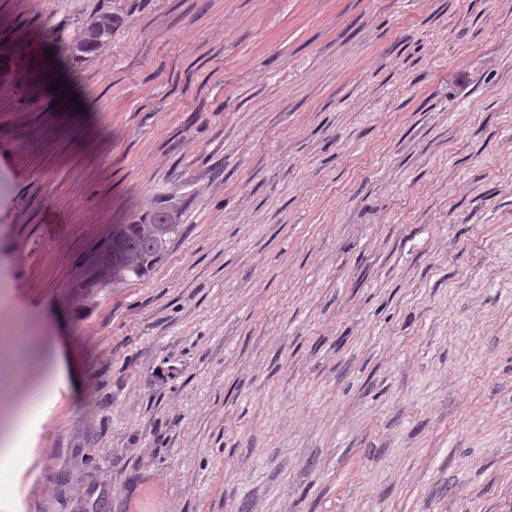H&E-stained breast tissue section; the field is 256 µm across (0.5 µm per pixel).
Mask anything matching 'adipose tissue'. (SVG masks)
I'll use <instances>...</instances> for the list:
<instances>
[{"mask_svg": "<svg viewBox=\"0 0 512 512\" xmlns=\"http://www.w3.org/2000/svg\"><path fill=\"white\" fill-rule=\"evenodd\" d=\"M64 381L62 369H55L38 387L19 402L4 442L0 443V465L10 464L16 458L19 446L34 429L36 418L57 399L58 388Z\"/></svg>", "mask_w": 512, "mask_h": 512, "instance_id": "obj_1", "label": "adipose tissue"}]
</instances>
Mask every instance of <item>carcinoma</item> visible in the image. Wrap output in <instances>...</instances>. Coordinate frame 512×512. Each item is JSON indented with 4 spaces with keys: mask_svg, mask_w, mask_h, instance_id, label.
Instances as JSON below:
<instances>
[{
    "mask_svg": "<svg viewBox=\"0 0 512 512\" xmlns=\"http://www.w3.org/2000/svg\"><path fill=\"white\" fill-rule=\"evenodd\" d=\"M122 23L120 13L112 11L91 18L67 46L69 56L78 61L96 56ZM176 223L177 212L162 205L153 207L112 231L111 238L98 252V265L112 275L121 268L137 278L142 277L163 256L169 242V236L158 234L157 225Z\"/></svg>",
    "mask_w": 512,
    "mask_h": 512,
    "instance_id": "1",
    "label": "carcinoma"
}]
</instances>
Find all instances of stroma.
<instances>
[{
    "instance_id": "1",
    "label": "stroma",
    "mask_w": 512,
    "mask_h": 512,
    "mask_svg": "<svg viewBox=\"0 0 512 512\" xmlns=\"http://www.w3.org/2000/svg\"><path fill=\"white\" fill-rule=\"evenodd\" d=\"M17 46L0 382L66 378L4 512H512V0H0ZM123 23L118 12L102 11L91 18L75 35L67 46V52L75 60L82 61L92 58L104 45L112 40V35ZM161 204L135 217L131 224H123L112 231L111 238L99 250L98 265L115 277L118 268L136 278L148 272L165 253L170 235L178 227V213ZM158 231H167L164 224H176V227L164 237ZM127 275V276H128ZM126 276V277H127Z\"/></svg>"
}]
</instances>
